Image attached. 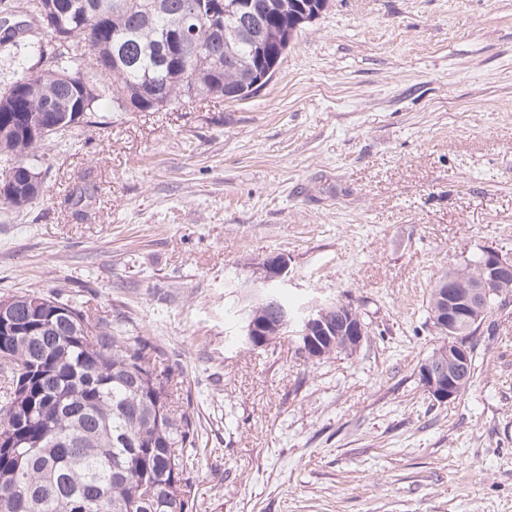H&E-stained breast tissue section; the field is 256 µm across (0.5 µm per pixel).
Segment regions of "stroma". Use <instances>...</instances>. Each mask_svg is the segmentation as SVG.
<instances>
[{"label":"stroma","instance_id":"obj_1","mask_svg":"<svg viewBox=\"0 0 512 512\" xmlns=\"http://www.w3.org/2000/svg\"><path fill=\"white\" fill-rule=\"evenodd\" d=\"M40 153V196L0 212V298L169 352L196 512H512V306L457 400L420 379L435 281L512 254V0H327L254 97L108 110ZM276 255L293 305L355 306L356 353L246 343Z\"/></svg>","mask_w":512,"mask_h":512}]
</instances>
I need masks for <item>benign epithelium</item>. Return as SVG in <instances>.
<instances>
[{"instance_id":"benign-epithelium-1","label":"benign epithelium","mask_w":512,"mask_h":512,"mask_svg":"<svg viewBox=\"0 0 512 512\" xmlns=\"http://www.w3.org/2000/svg\"><path fill=\"white\" fill-rule=\"evenodd\" d=\"M259 278L260 304L264 307L277 304L276 288L284 281L287 262L280 256L266 259ZM512 286V256L495 250H486L480 271L463 275L441 287L437 294L439 305L435 308L437 327L448 332L451 340L447 347L438 350L422 369L421 381L428 394L436 401L447 402L459 397L465 378L459 376L458 367L469 364L471 350L466 338L460 336L462 322L479 323L486 314V298L500 288ZM336 319L327 316V308L316 306L302 318L301 335L306 338L302 354L317 360L325 350L356 351L364 341L367 331L355 309L346 302L336 304ZM294 317L288 308H279L276 325L253 323L247 329V343L264 345L278 340L281 330L292 325Z\"/></svg>"}]
</instances>
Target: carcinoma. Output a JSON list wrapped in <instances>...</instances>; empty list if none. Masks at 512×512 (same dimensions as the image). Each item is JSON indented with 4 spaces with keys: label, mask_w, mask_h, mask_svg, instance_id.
<instances>
[{
    "label": "carcinoma",
    "mask_w": 512,
    "mask_h": 512,
    "mask_svg": "<svg viewBox=\"0 0 512 512\" xmlns=\"http://www.w3.org/2000/svg\"><path fill=\"white\" fill-rule=\"evenodd\" d=\"M33 0L37 24L0 31L45 68L0 84V208L42 184L44 142L110 107L157 112L254 96L252 74L283 46L251 31L295 29L327 0ZM0 512H193L182 483L195 426L179 411L165 352L83 307L0 299Z\"/></svg>",
    "instance_id": "carcinoma-1"
}]
</instances>
